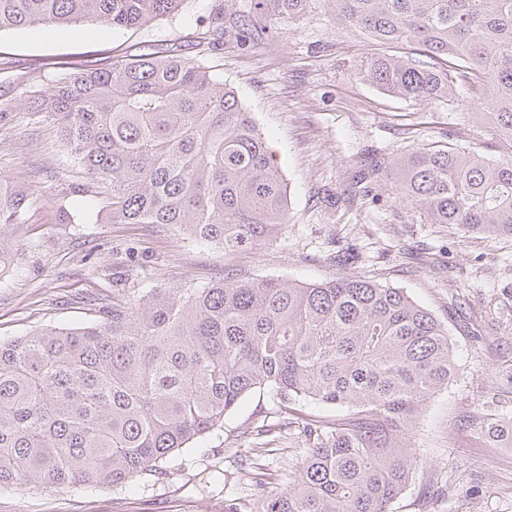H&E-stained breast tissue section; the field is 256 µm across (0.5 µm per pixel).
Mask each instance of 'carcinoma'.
<instances>
[{
    "mask_svg": "<svg viewBox=\"0 0 512 512\" xmlns=\"http://www.w3.org/2000/svg\"><path fill=\"white\" fill-rule=\"evenodd\" d=\"M181 0H0V31L35 23L101 30L140 27ZM224 0L199 36L287 30L309 0ZM340 29L380 45L407 42L417 58L384 52L368 79L404 100L448 99L476 111L499 157L448 142L415 147L391 166L398 199L430 224L488 242L512 239V0H326ZM73 161L109 195L107 224L171 225L230 256L272 242L286 222L287 183L232 88L203 63L152 52L78 71L35 100ZM488 104L491 111L479 108ZM28 196L0 190V229L22 222ZM89 325L42 327L0 343V488L35 482L123 485L256 391L279 408L341 407L303 427L307 455L274 487L224 499V512H387L420 467L409 432L424 402L459 375L448 329L402 289L369 278L314 282L223 278L201 287L112 292ZM476 434L512 447V421Z\"/></svg>",
    "mask_w": 512,
    "mask_h": 512,
    "instance_id": "carcinoma-1",
    "label": "carcinoma"
}]
</instances>
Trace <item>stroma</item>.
Listing matches in <instances>:
<instances>
[{
  "mask_svg": "<svg viewBox=\"0 0 512 512\" xmlns=\"http://www.w3.org/2000/svg\"><path fill=\"white\" fill-rule=\"evenodd\" d=\"M224 0H183L180 9L146 25L75 34L40 25L0 31V177L29 194L19 224L0 233L14 263L0 281V342L43 325L87 321L88 302L120 288H186L222 278L312 282L340 274L400 288L448 328L461 375L431 398L412 426L421 457L415 481L388 512H512V448L477 438L471 423L487 403L512 419V240L496 243L445 224H429L401 203L390 181L370 196L354 187L375 155L445 142L448 131L472 134L473 147L494 157L500 147L457 101L413 102L382 93L364 73L377 47L356 30L338 29L324 0L305 16L255 44L222 39L198 53V32ZM142 47L200 55L234 88L263 134L288 186V220L276 241L225 256L172 226L105 224L104 196L80 194L86 177L50 120L30 115L28 99L80 69H102ZM72 215L59 223L58 208ZM106 274L95 275L92 264ZM140 271L129 279V267ZM335 407L297 404L281 414L268 393H253L220 430L165 462L164 476L117 487L73 484L47 490L30 484L0 490V512H224L228 498H249L245 455L287 477L306 452L299 432L307 418L338 416ZM269 423L281 433L257 446L248 433Z\"/></svg>",
  "mask_w": 512,
  "mask_h": 512,
  "instance_id": "1",
  "label": "stroma"
}]
</instances>
